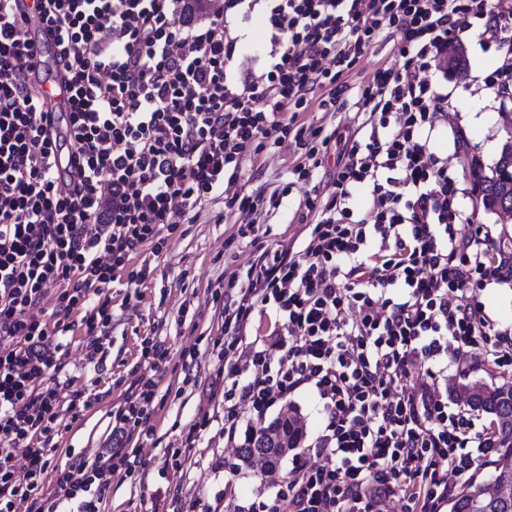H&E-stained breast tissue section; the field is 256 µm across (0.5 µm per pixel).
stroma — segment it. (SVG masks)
<instances>
[{
	"label": "stroma",
	"mask_w": 512,
	"mask_h": 512,
	"mask_svg": "<svg viewBox=\"0 0 512 512\" xmlns=\"http://www.w3.org/2000/svg\"><path fill=\"white\" fill-rule=\"evenodd\" d=\"M264 14L265 6L260 2L241 30L237 52L228 64L230 72L238 71L245 56L270 51ZM400 62L393 38L380 37L349 73L348 80L357 87L367 86L378 68ZM441 68L436 62L428 72L448 93V114L439 119L432 146L448 156V172L458 188L462 229L467 232L476 224H492L503 240L512 241V222L501 223L499 216L478 209L465 165L473 156L486 164L497 159L507 139L504 116L512 113V101L502 102L486 85L443 77ZM301 161L300 150L284 146L265 149L243 163L238 184L244 192L267 196L276 190L285 193L279 209L257 215L253 233L240 235L236 216L225 213L223 201L211 200L189 213L160 254L143 251L152 270L149 279L131 285L120 278L112 285L114 317L102 365L84 363L87 338L82 328L74 329L66 374L72 377L73 388L85 390L88 404L78 421L60 417L53 467L40 485L42 496L53 493L57 470L78 460L89 465L96 461L110 442L115 411L123 406L134 379L145 375L158 383L159 399L152 415L154 432L147 438L132 435L127 449L145 461L146 467L128 476H114L101 512H171L177 503L184 512H222L224 484L229 480L236 486L239 503H271L275 479L286 475L290 459H283L275 476H268L259 462H239L238 450L225 444L224 434L216 425L200 435L183 468H172L169 451L180 447L200 409L219 415L224 412L216 380L219 362L213 349L214 339L224 328V283L232 272L246 270L261 253L288 246L301 236L298 203L309 187L294 182L291 174ZM154 336L164 340L169 349L167 363L156 370L141 357L144 339ZM189 348L196 352L190 382L185 379L189 371L182 359L183 351ZM287 409L300 416L307 431L305 441L313 443L325 423L314 389L302 387L291 395L289 403L272 407L269 415L275 418ZM219 460L224 461V468H216ZM162 469L169 475L165 486L157 479Z\"/></svg>",
	"instance_id": "1"
}]
</instances>
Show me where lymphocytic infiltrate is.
Listing matches in <instances>:
<instances>
[{"mask_svg":"<svg viewBox=\"0 0 512 512\" xmlns=\"http://www.w3.org/2000/svg\"><path fill=\"white\" fill-rule=\"evenodd\" d=\"M0 0V512H99L112 476L134 463L132 432L148 436L157 398L139 377L116 413L112 446L93 465L61 470L50 504L37 499L62 412L73 314L101 352L119 274L160 253L186 214L208 200L252 227L281 194L247 195L242 163L294 143L292 173L308 181L328 154L330 191L303 201L315 220L299 248L260 255L224 291L217 378L224 434L245 447L276 402L312 386L325 416L313 452L297 461L269 512H441L456 479L490 461L497 439L452 412L438 391L447 359L478 356L512 373V334L497 329L480 291L512 277V250L491 225L462 232L448 159L432 150L448 97L424 75L431 58L481 24L504 55L488 86L512 100V6L504 0H265L275 43L262 73L232 79L227 64L248 22L245 0L194 19L195 0ZM53 36L68 111L51 117L34 85L41 56L29 24ZM401 67L378 69L347 135L302 118L347 100L343 82L384 31ZM367 190L371 202L352 204ZM58 287L54 322L42 317ZM274 311L267 326L257 316Z\"/></svg>","mask_w":512,"mask_h":512,"instance_id":"obj_1","label":"lymphocytic infiltrate"}]
</instances>
